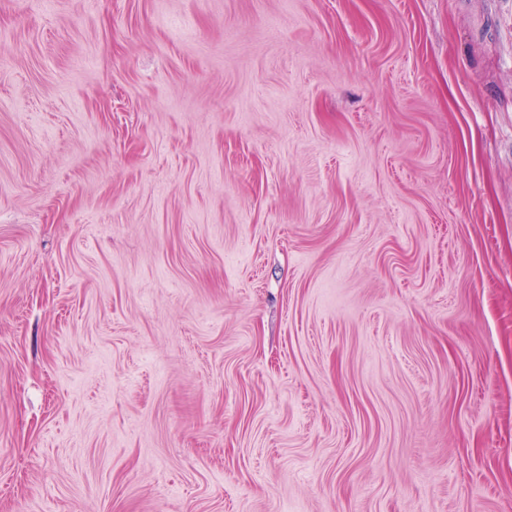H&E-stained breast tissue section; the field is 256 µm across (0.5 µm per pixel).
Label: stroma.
Here are the masks:
<instances>
[{
  "label": "stroma",
  "mask_w": 512,
  "mask_h": 512,
  "mask_svg": "<svg viewBox=\"0 0 512 512\" xmlns=\"http://www.w3.org/2000/svg\"><path fill=\"white\" fill-rule=\"evenodd\" d=\"M0 512H512V0H0Z\"/></svg>",
  "instance_id": "stroma-1"
}]
</instances>
